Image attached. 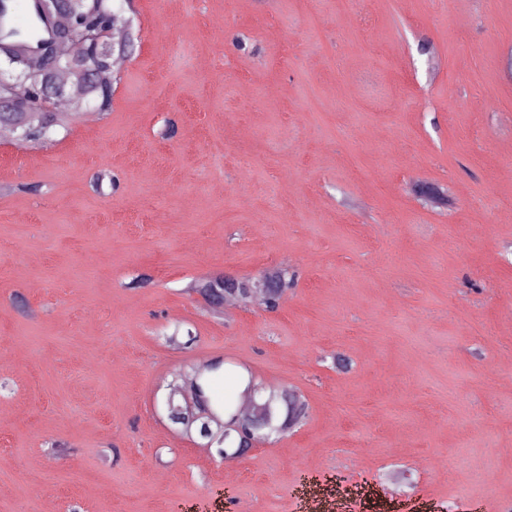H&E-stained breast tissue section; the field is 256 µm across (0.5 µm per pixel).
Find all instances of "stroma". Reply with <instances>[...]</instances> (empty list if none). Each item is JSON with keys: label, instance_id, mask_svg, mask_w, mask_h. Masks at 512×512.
Masks as SVG:
<instances>
[{"label": "stroma", "instance_id": "35a3bbf8", "mask_svg": "<svg viewBox=\"0 0 512 512\" xmlns=\"http://www.w3.org/2000/svg\"><path fill=\"white\" fill-rule=\"evenodd\" d=\"M113 4L111 111L0 135V512H512V0ZM214 358L308 404L229 490ZM63 119L47 112H38L33 120H28L10 133L23 141H48L53 129L60 125ZM216 280L220 281V285L223 288L222 293L220 295H212V291H216L214 286V283ZM200 286L199 288H196L193 290V293L199 295L204 301L215 305L216 307L220 308L224 301L227 299H233L232 294L230 295V291L228 289L224 290V276L218 275L214 277H210L208 279H205L201 282H199Z\"/></svg>", "mask_w": 512, "mask_h": 512}]
</instances>
